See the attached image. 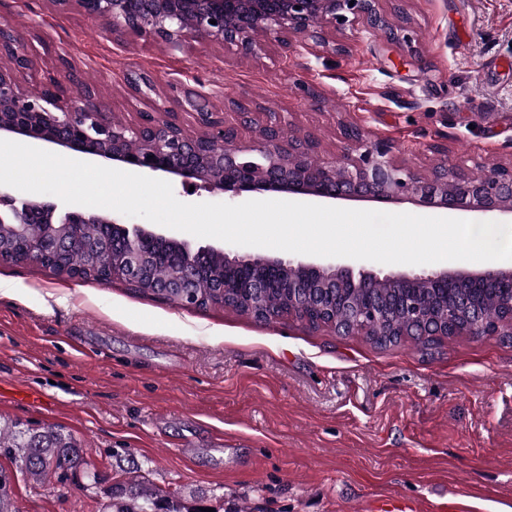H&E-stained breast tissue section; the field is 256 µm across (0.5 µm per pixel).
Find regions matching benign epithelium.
<instances>
[{"label": "benign epithelium", "instance_id": "1", "mask_svg": "<svg viewBox=\"0 0 512 512\" xmlns=\"http://www.w3.org/2000/svg\"><path fill=\"white\" fill-rule=\"evenodd\" d=\"M86 16L103 20L114 33L149 35L163 47L181 51L190 41L204 39L234 45L244 56L258 47L257 38L274 37L290 48L288 35L300 34L326 42V28L343 27L352 18L370 20L373 0H78ZM9 55L13 67L0 68V137L18 135L31 142H48L66 154L102 159L121 169L153 175L163 173L184 186L204 187L231 198L250 193L286 192L334 201H413L450 211L512 217V163L476 177L462 165L448 163L447 149L435 145L439 164L427 175L399 165L391 147L369 141L361 128L341 124L347 143L342 161L318 158L319 141L311 134L284 136L286 123L270 114L253 141L238 145L237 129L215 112L197 113L205 135L193 136L174 112H148L134 125L116 124L87 92L65 97L62 86L51 79L37 95L19 87L14 71L25 69L31 59L17 31L0 24V56ZM0 224L16 233L14 261L39 264L52 271L69 268L77 245L88 251L105 248L112 256L104 267L103 281L135 282L166 294H175L182 306H195L194 293L201 266L207 258L224 256V281L217 284L224 298L246 300L258 319L273 322L278 315L260 304L272 288L288 291L289 305L304 306L309 292H316L317 308L336 304L349 308L346 330L359 331L371 322L390 319L396 313L420 334L428 335V307L413 293L415 288L466 286L469 292L449 311L469 314L471 336H511L512 313L489 324L473 303L472 291L495 283L512 295V269L491 266L481 271L439 270L427 275L398 274L383 278L347 265H317L299 259L270 258L260 254H230L212 247H194L127 224L117 218L88 213L79 205L57 212L53 202L34 201L0 191ZM30 224L50 228L47 242L31 240ZM79 224H102L105 233L97 241L79 242ZM164 241L174 248V272L163 279L148 277L156 260V245ZM401 289L394 303L383 299L379 288Z\"/></svg>", "mask_w": 512, "mask_h": 512}]
</instances>
